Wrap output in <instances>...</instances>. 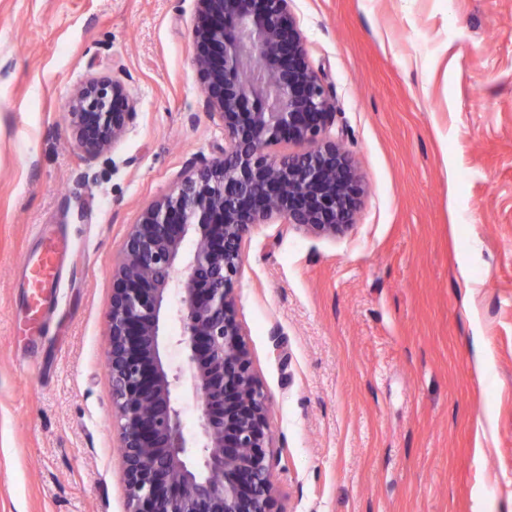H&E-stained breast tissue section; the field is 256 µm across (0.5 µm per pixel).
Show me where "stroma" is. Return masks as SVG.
I'll return each instance as SVG.
<instances>
[{
    "instance_id": "35a3bbf8",
    "label": "stroma",
    "mask_w": 512,
    "mask_h": 512,
    "mask_svg": "<svg viewBox=\"0 0 512 512\" xmlns=\"http://www.w3.org/2000/svg\"><path fill=\"white\" fill-rule=\"evenodd\" d=\"M290 10L365 192L343 235L244 243L279 504L512 512V0ZM194 22V0H0V512H126L105 313L143 207L224 146ZM93 76L136 116L90 160L63 113ZM44 234L67 251L36 309Z\"/></svg>"
}]
</instances>
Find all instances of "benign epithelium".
I'll return each mask as SVG.
<instances>
[{
	"label": "benign epithelium",
	"mask_w": 512,
	"mask_h": 512,
	"mask_svg": "<svg viewBox=\"0 0 512 512\" xmlns=\"http://www.w3.org/2000/svg\"><path fill=\"white\" fill-rule=\"evenodd\" d=\"M289 3L195 0L193 62L206 109L224 126V149L191 164L141 210L112 271L107 364L126 512H284L272 479L278 448L267 396L234 292L243 245L256 224L334 238L352 226L364 194L331 133L333 96ZM134 116L120 81L93 76L73 92L65 121L93 158L123 140ZM280 144L298 151L274 152ZM174 288L178 344L200 411L195 454L173 397L179 375L160 352Z\"/></svg>",
	"instance_id": "obj_1"
}]
</instances>
